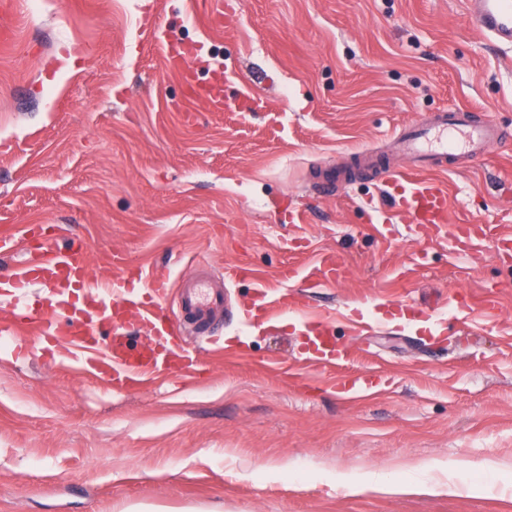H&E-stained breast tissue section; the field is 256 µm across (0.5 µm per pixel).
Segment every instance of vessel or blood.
Instances as JSON below:
<instances>
[{
    "label": "vessel or blood",
    "mask_w": 512,
    "mask_h": 512,
    "mask_svg": "<svg viewBox=\"0 0 512 512\" xmlns=\"http://www.w3.org/2000/svg\"><path fill=\"white\" fill-rule=\"evenodd\" d=\"M473 25L497 47L512 50V0H467ZM171 67L182 71L186 85L197 82L201 63L178 53H168ZM506 134L491 118L474 120L458 109L438 112L414 121L393 134L401 163L376 157L383 185L398 199L400 218L427 230L451 225L450 237L457 254L475 250L487 238L507 243L512 231L466 221L449 224L446 189L433 175L454 164H469ZM28 229L19 226L0 234V251L16 261L0 270V294L10 297V319L1 336L14 338L17 351H26L25 336H34L42 356L64 355L73 372L103 381L113 392L142 390L174 374L188 375L201 365L200 344L212 336V321L225 310L223 289L213 287L216 275L204 269L200 276L171 283L165 274L118 270L109 281L98 280L84 252L42 249L27 254ZM236 268H225L223 281H233ZM176 309H169V295ZM282 304L270 290L259 289L250 314L267 320L280 315ZM138 327L153 339L152 345L133 348L127 330ZM312 352L306 363L343 367L348 353L339 347L325 322L313 324ZM337 387L358 398L371 389L364 373L343 375Z\"/></svg>",
    "instance_id": "1"
}]
</instances>
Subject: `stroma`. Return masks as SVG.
Masks as SVG:
<instances>
[{
    "mask_svg": "<svg viewBox=\"0 0 512 512\" xmlns=\"http://www.w3.org/2000/svg\"><path fill=\"white\" fill-rule=\"evenodd\" d=\"M217 3L219 27L196 0H47L38 15L18 0L0 44V227L31 225L34 251L84 242L104 278L111 254L174 281L247 265L233 308L252 304L257 277L306 287L321 252L346 274L273 325L223 320L202 371L145 392L0 345V512H512V243L485 240L472 267L449 240L388 230L379 179L322 194L313 177L443 109L512 134V53L473 28L465 0ZM168 43L223 72V111L185 98ZM248 89L263 111L237 109ZM445 181L449 223L512 226V141ZM300 208L309 223H293ZM476 293L495 307L455 321L449 295ZM395 302L406 319H390ZM322 319L348 370L371 374L369 396L298 365ZM455 460L468 469L448 471ZM371 471L416 488L338 483ZM435 481L456 489L423 491Z\"/></svg>",
    "mask_w": 512,
    "mask_h": 512,
    "instance_id": "stroma-1",
    "label": "stroma"
}]
</instances>
